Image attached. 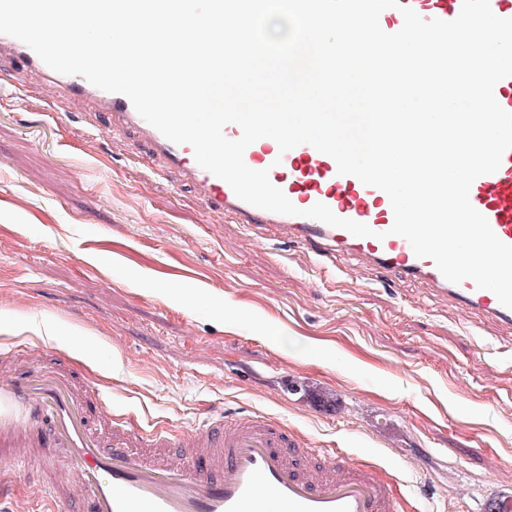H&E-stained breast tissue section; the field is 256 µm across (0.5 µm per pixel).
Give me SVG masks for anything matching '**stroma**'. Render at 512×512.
I'll list each match as a JSON object with an SVG mask.
<instances>
[{"label":"stroma","mask_w":512,"mask_h":512,"mask_svg":"<svg viewBox=\"0 0 512 512\" xmlns=\"http://www.w3.org/2000/svg\"><path fill=\"white\" fill-rule=\"evenodd\" d=\"M0 358L66 360L114 414L197 428L212 410L282 423L394 479L403 512L512 502V329L425 284L210 211L137 134L65 111L49 81L3 96ZM49 449L0 466L65 486Z\"/></svg>","instance_id":"stroma-1"}]
</instances>
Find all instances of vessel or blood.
Instances as JSON below:
<instances>
[{"mask_svg": "<svg viewBox=\"0 0 512 512\" xmlns=\"http://www.w3.org/2000/svg\"><path fill=\"white\" fill-rule=\"evenodd\" d=\"M424 19L451 21L463 0H400ZM20 63L19 83L31 77L53 80L65 108L96 102L109 113L112 130H134L164 169L178 171L212 208L245 228L276 229L280 237L309 246L321 257L351 253L367 264L397 271L429 284L465 314L512 328V309L470 280L455 284L435 263L417 257L402 236L391 234L394 212L389 196L352 175L339 174L335 160L301 144L280 152L262 138L251 144L244 161L268 170L270 182L297 207L294 215L257 208L239 199L231 186L200 167L190 145H177L145 121L124 95L104 91L76 75L48 67L22 41L0 34V55ZM472 206L487 219L495 235L512 245V149L497 171L474 180ZM327 205L335 215L368 225L372 236L350 232L305 217L304 209ZM56 448L65 469L76 476L85 512H399L388 481L370 466L347 461H317L295 434L261 416H222L178 434L159 428L149 432L113 414L101 393L77 386L63 370L18 376L0 371V447ZM181 449L201 464L186 470L156 448ZM15 473L0 470V501L11 512H41L51 500L44 484L15 494Z\"/></svg>", "mask_w": 512, "mask_h": 512, "instance_id": "1", "label": "vessel or blood"}]
</instances>
